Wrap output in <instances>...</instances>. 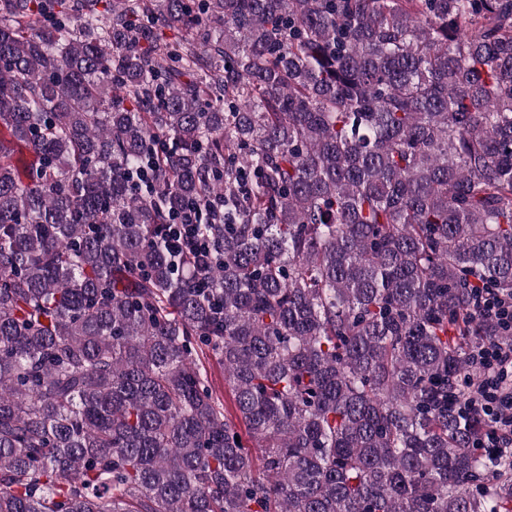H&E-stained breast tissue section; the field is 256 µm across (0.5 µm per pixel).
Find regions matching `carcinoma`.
Here are the masks:
<instances>
[{
  "label": "carcinoma",
  "instance_id": "obj_1",
  "mask_svg": "<svg viewBox=\"0 0 512 512\" xmlns=\"http://www.w3.org/2000/svg\"><path fill=\"white\" fill-rule=\"evenodd\" d=\"M477 288L512 0H0V512H512ZM197 216V208L191 206L182 212L175 224H171L166 247L172 256L178 257L187 249L191 251L193 248L197 250L201 260L207 258V245L200 242L196 233V225L200 223ZM470 363L480 371L475 381H467L475 394L459 406L465 415H483L491 430L481 443L492 461L503 448L512 450V340L482 342L471 350ZM205 365L208 371L209 379L211 380L217 393L223 397L224 406L226 407L229 414L233 417L235 422H238L235 418L236 411L232 400L230 389L224 382V366L220 365L216 359L208 358L205 360Z\"/></svg>",
  "mask_w": 512,
  "mask_h": 512
}]
</instances>
